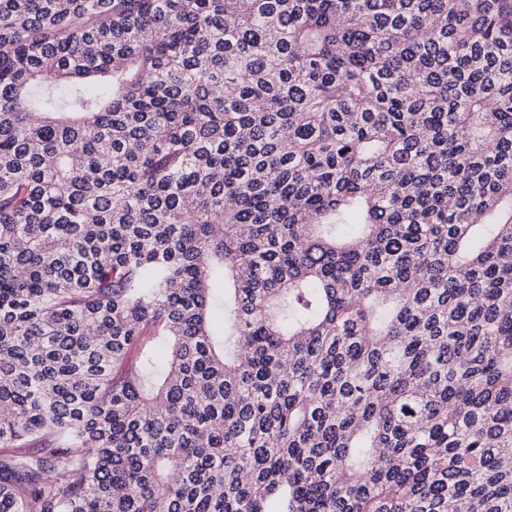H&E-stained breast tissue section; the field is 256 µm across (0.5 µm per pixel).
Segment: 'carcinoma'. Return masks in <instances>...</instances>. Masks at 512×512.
Here are the masks:
<instances>
[{
  "label": "carcinoma",
  "mask_w": 512,
  "mask_h": 512,
  "mask_svg": "<svg viewBox=\"0 0 512 512\" xmlns=\"http://www.w3.org/2000/svg\"><path fill=\"white\" fill-rule=\"evenodd\" d=\"M0 512H512V0H0Z\"/></svg>",
  "instance_id": "obj_1"
}]
</instances>
